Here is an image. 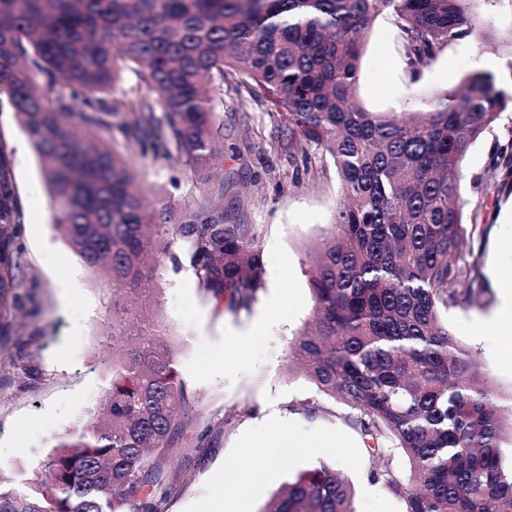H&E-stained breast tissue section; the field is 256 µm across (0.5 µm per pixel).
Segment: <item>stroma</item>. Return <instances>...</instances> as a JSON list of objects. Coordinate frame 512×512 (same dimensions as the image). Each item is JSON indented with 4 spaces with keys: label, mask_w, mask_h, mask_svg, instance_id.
<instances>
[{
    "label": "stroma",
    "mask_w": 512,
    "mask_h": 512,
    "mask_svg": "<svg viewBox=\"0 0 512 512\" xmlns=\"http://www.w3.org/2000/svg\"><path fill=\"white\" fill-rule=\"evenodd\" d=\"M498 59L493 44L465 40L445 47L419 76H412L399 30L385 11L375 18L362 51L357 98L368 111L405 119L422 94L456 89L484 62ZM217 121L224 127V200L237 203L245 222L263 229L265 287L251 311L234 317L224 314L190 276L188 258L163 263L157 310L171 335L178 374L193 409L192 432L174 448L167 469L179 486L169 512H208L211 504L222 501L240 512H261L288 481L321 461L335 464L351 480L355 512H403V501L370 481L369 474L387 464L408 473L407 458L396 449L383 457L370 454V439L347 420L349 407L318 392L289 366L290 342L312 319L306 253L327 230L340 198L333 162L316 154L306 166L281 152L279 118L267 100L243 98L234 110L218 113ZM0 134L12 154L25 259L19 290L23 327L0 335V484L26 492L45 480L58 440L100 404L109 385L111 292L105 275L88 267L53 227L49 185L3 93ZM511 138L512 112H506L460 164L464 208L478 200L484 206L483 223L464 250L476 265L482 292L442 314L504 410L512 407V338L478 331L476 320L490 315L498 303L486 276L489 262L497 263L501 276L512 277V224L502 220L512 201V170L493 165L497 150ZM139 171L160 201L185 199L190 183L181 170L148 160L140 162ZM73 278L79 290L64 294L62 284ZM277 285L286 290L285 306L282 313L271 314L267 308ZM254 324L259 327L255 340L240 347L227 344L230 332ZM265 402L301 438L329 437L336 447L277 453L253 449V458L268 475L258 488L219 478V470L234 468L242 435L261 427ZM307 402L316 406V413L304 410ZM235 407L248 408V415L225 418V411ZM201 434L208 446L204 453L196 450Z\"/></svg>",
    "instance_id": "obj_1"
}]
</instances>
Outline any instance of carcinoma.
Here are the masks:
<instances>
[{"label":"carcinoma","mask_w":512,"mask_h":512,"mask_svg":"<svg viewBox=\"0 0 512 512\" xmlns=\"http://www.w3.org/2000/svg\"><path fill=\"white\" fill-rule=\"evenodd\" d=\"M471 0H0V93L9 96L51 192V217L112 290V383L105 405L57 445L48 480L30 494L0 487V512H167L171 448L191 403L154 306L161 257L180 243L199 285L230 314L264 288L258 224L224 221V82L270 101L281 151L332 158L341 184L333 220L307 254L315 323L291 357L317 390L347 405L373 440L398 449L405 477L370 478L404 512H512L502 464L509 418L442 310L473 291L464 256L460 162L503 112L512 85L490 72L385 119L355 100L360 57L387 10L419 76L445 47L490 38ZM136 77L122 78L123 68ZM71 89L54 95L59 83ZM147 86L155 93H141ZM176 166L181 205L148 204L135 164ZM22 210L0 134V335L17 325ZM332 465L299 473L260 512H353Z\"/></svg>","instance_id":"obj_1"}]
</instances>
